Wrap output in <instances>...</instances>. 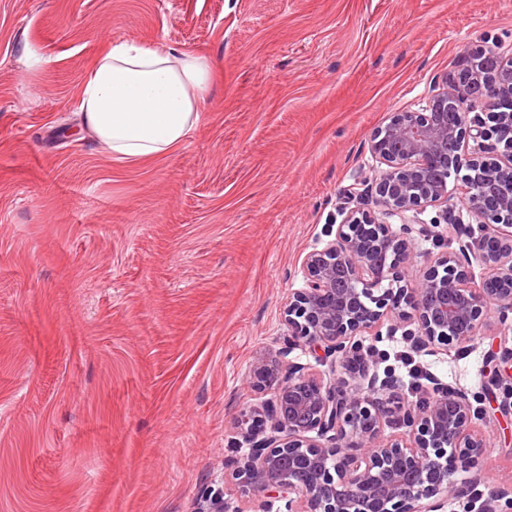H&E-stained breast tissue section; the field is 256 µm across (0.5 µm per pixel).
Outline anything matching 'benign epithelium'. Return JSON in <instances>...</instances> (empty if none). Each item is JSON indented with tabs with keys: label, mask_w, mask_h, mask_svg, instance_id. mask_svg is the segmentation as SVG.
<instances>
[{
	"label": "benign epithelium",
	"mask_w": 512,
	"mask_h": 512,
	"mask_svg": "<svg viewBox=\"0 0 512 512\" xmlns=\"http://www.w3.org/2000/svg\"><path fill=\"white\" fill-rule=\"evenodd\" d=\"M467 58L425 107L373 131V177L347 191L355 206L334 239L305 255L283 346L257 357L247 379L270 398L233 417L248 448L224 459V479L240 497L286 512H442L447 498L466 499L467 512H512V487L484 484L488 448L473 427L483 392L431 378L411 400L377 372L385 336L401 333L418 353L465 352L485 328L512 326V49L476 45ZM429 206L440 216L414 222ZM465 215L479 235L436 231ZM423 238L439 251H418ZM499 341L506 367L494 382L507 412L512 346ZM300 347L330 373L288 361ZM195 512H230L229 502L204 490Z\"/></svg>",
	"instance_id": "benign-epithelium-1"
}]
</instances>
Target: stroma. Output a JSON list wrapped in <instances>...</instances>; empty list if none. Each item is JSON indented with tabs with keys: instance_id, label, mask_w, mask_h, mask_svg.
Masks as SVG:
<instances>
[{
	"instance_id": "35a3bbf8",
	"label": "stroma",
	"mask_w": 512,
	"mask_h": 512,
	"mask_svg": "<svg viewBox=\"0 0 512 512\" xmlns=\"http://www.w3.org/2000/svg\"><path fill=\"white\" fill-rule=\"evenodd\" d=\"M512 46V0H0V512H195L224 491L304 256L371 178L370 135L471 44ZM208 54L214 83L173 155L121 164L78 134L96 51ZM404 391L484 386L467 354L378 342ZM487 395V479L512 484V419Z\"/></svg>"
}]
</instances>
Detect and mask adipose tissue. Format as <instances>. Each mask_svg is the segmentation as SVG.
Listing matches in <instances>:
<instances>
[{
  "instance_id": "adipose-tissue-1",
  "label": "adipose tissue",
  "mask_w": 512,
  "mask_h": 512,
  "mask_svg": "<svg viewBox=\"0 0 512 512\" xmlns=\"http://www.w3.org/2000/svg\"><path fill=\"white\" fill-rule=\"evenodd\" d=\"M212 82L207 54L111 43L94 56L77 88L82 126L116 161L170 156L196 130Z\"/></svg>"
}]
</instances>
